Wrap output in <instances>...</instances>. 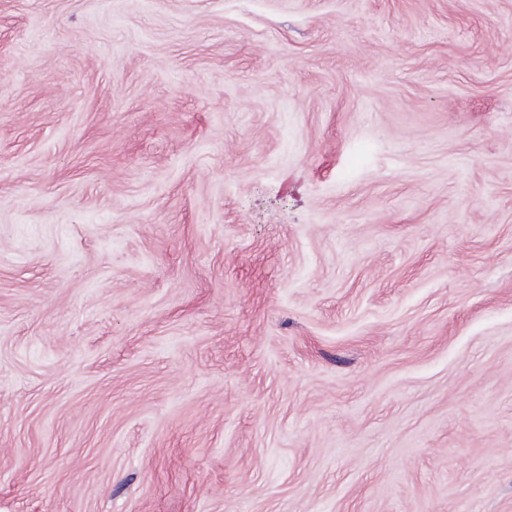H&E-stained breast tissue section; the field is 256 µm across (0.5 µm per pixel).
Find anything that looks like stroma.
Masks as SVG:
<instances>
[{"instance_id": "stroma-1", "label": "stroma", "mask_w": 512, "mask_h": 512, "mask_svg": "<svg viewBox=\"0 0 512 512\" xmlns=\"http://www.w3.org/2000/svg\"><path fill=\"white\" fill-rule=\"evenodd\" d=\"M0 512H512V0H0Z\"/></svg>"}]
</instances>
